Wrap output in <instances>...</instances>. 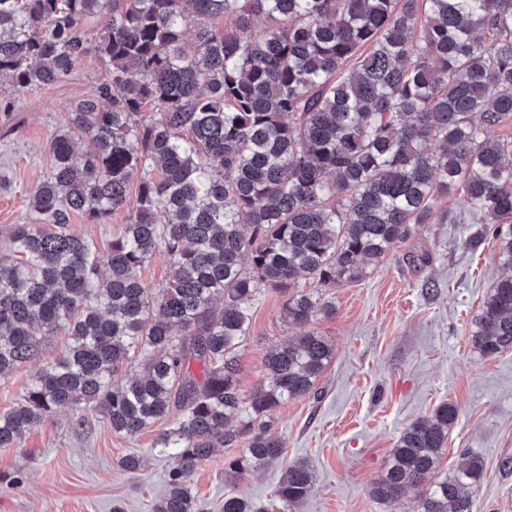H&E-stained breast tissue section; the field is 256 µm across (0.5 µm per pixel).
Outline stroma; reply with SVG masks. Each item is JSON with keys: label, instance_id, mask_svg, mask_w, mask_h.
Instances as JSON below:
<instances>
[{"label": "stroma", "instance_id": "obj_1", "mask_svg": "<svg viewBox=\"0 0 512 512\" xmlns=\"http://www.w3.org/2000/svg\"><path fill=\"white\" fill-rule=\"evenodd\" d=\"M103 75L91 55L51 85L19 92L0 84V258L11 256L13 226L35 223L29 197L50 171V144L69 129L73 107L94 95ZM460 208L443 201L366 279L325 289L335 311L312 327L336 352L317 395L272 413L271 429L285 443L283 461L230 483L224 460L240 447L216 448L189 479L200 512H223L228 493L252 501L258 512H286L276 486L286 462L298 458L315 472L299 512H415L418 490L395 503L373 499L370 490L402 430L444 402L456 406L458 418L442 468L462 453L481 457L474 512H512V471L500 467L512 457V350L484 357L469 341L486 292L512 275V266L499 255L493 225L453 223ZM476 235L480 243L469 246ZM282 305L270 291L255 303L238 350L242 399L260 385L269 352L297 333L284 322ZM67 343L62 332L41 337L40 358L0 379V414ZM160 429L128 437L113 433L92 407L57 412L27 432L20 447L0 448V512H152L171 468L157 445ZM131 454L143 460L139 472L121 466Z\"/></svg>", "mask_w": 512, "mask_h": 512}]
</instances>
